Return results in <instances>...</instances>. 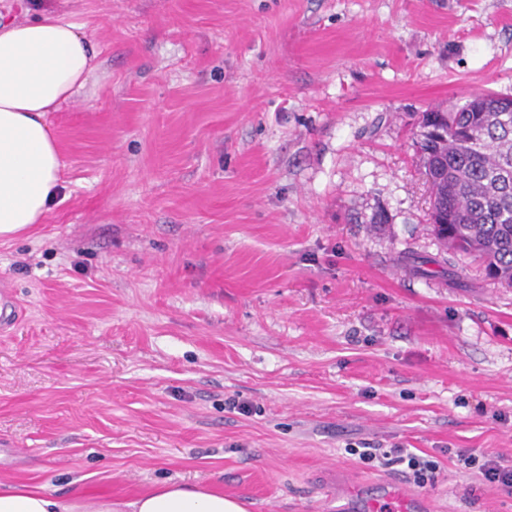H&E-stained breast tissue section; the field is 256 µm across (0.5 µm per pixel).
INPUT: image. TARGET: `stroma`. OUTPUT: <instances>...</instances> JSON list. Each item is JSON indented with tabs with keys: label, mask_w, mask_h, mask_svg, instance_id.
Here are the masks:
<instances>
[{
	"label": "stroma",
	"mask_w": 512,
	"mask_h": 512,
	"mask_svg": "<svg viewBox=\"0 0 512 512\" xmlns=\"http://www.w3.org/2000/svg\"><path fill=\"white\" fill-rule=\"evenodd\" d=\"M47 14L101 67L0 245V480L353 512L407 481L353 449L400 446L430 512H512L452 456L512 465V288L434 237L418 148L512 95V0H0ZM352 454L358 455L359 459L366 464L378 462L387 466L393 463H406L407 478L421 488L435 482L439 469L437 461L430 459L427 454L419 455L407 448H356L353 449Z\"/></svg>",
	"instance_id": "stroma-1"
}]
</instances>
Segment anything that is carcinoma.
Wrapping results in <instances>:
<instances>
[{
  "mask_svg": "<svg viewBox=\"0 0 512 512\" xmlns=\"http://www.w3.org/2000/svg\"><path fill=\"white\" fill-rule=\"evenodd\" d=\"M448 131L423 133L425 169L438 191L435 209L445 229L438 241L453 254L481 262L487 278L512 286V110L499 95L470 96L453 112H429Z\"/></svg>",
  "mask_w": 512,
  "mask_h": 512,
  "instance_id": "obj_1",
  "label": "carcinoma"
}]
</instances>
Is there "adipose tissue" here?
<instances>
[{
  "instance_id": "obj_1",
  "label": "adipose tissue",
  "mask_w": 512,
  "mask_h": 512,
  "mask_svg": "<svg viewBox=\"0 0 512 512\" xmlns=\"http://www.w3.org/2000/svg\"><path fill=\"white\" fill-rule=\"evenodd\" d=\"M97 52L78 27L52 15L0 24V241L41 223L55 204L63 165L49 113L79 96ZM0 512H248L222 490L176 481L127 506L81 486L61 497L39 484L0 482Z\"/></svg>"
}]
</instances>
